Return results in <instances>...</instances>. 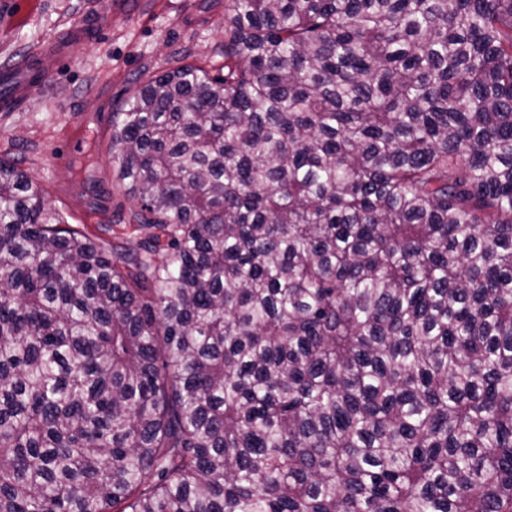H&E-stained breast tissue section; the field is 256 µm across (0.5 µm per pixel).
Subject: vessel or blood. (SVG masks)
Here are the masks:
<instances>
[{
    "mask_svg": "<svg viewBox=\"0 0 512 512\" xmlns=\"http://www.w3.org/2000/svg\"><path fill=\"white\" fill-rule=\"evenodd\" d=\"M129 0H106L103 11L74 23L61 35L36 47L31 57L20 59L14 66L15 76L5 95L0 96V110L19 112L39 96L58 64L70 57L77 46L109 27L112 15L130 11Z\"/></svg>",
    "mask_w": 512,
    "mask_h": 512,
    "instance_id": "vessel-or-blood-1",
    "label": "vessel or blood"
}]
</instances>
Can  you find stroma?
<instances>
[{
	"label": "stroma",
	"instance_id": "1",
	"mask_svg": "<svg viewBox=\"0 0 512 512\" xmlns=\"http://www.w3.org/2000/svg\"><path fill=\"white\" fill-rule=\"evenodd\" d=\"M103 0H0V70L67 30ZM225 0H133L129 13L63 61L44 92L21 112H0V154L22 167L67 223L108 241L130 234L125 217L136 203L112 188L109 137L113 110L136 93L144 73H162L179 59L215 58L224 41ZM91 130L81 168L60 163L57 149L75 121Z\"/></svg>",
	"mask_w": 512,
	"mask_h": 512
}]
</instances>
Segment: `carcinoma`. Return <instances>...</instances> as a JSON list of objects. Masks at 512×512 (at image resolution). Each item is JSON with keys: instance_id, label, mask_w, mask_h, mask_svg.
<instances>
[{"instance_id": "carcinoma-1", "label": "carcinoma", "mask_w": 512, "mask_h": 512, "mask_svg": "<svg viewBox=\"0 0 512 512\" xmlns=\"http://www.w3.org/2000/svg\"><path fill=\"white\" fill-rule=\"evenodd\" d=\"M112 112L143 236L0 157V512H512V0H228Z\"/></svg>"}]
</instances>
